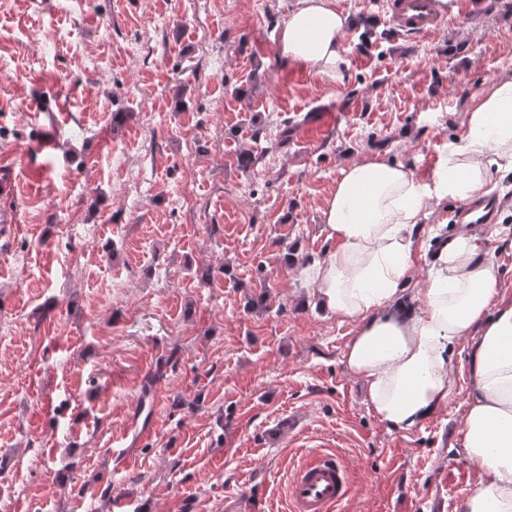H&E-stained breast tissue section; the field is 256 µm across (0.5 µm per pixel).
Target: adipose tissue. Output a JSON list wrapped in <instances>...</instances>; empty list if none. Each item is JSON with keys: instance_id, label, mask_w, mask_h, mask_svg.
Segmentation results:
<instances>
[{"instance_id": "ef3b65f1", "label": "adipose tissue", "mask_w": 512, "mask_h": 512, "mask_svg": "<svg viewBox=\"0 0 512 512\" xmlns=\"http://www.w3.org/2000/svg\"><path fill=\"white\" fill-rule=\"evenodd\" d=\"M350 25L335 0H297L280 53L343 81L342 37ZM504 171H512V78L469 107L463 140L449 144L432 183L377 156L344 169L322 208L334 247L299 271L321 308L357 322L346 365L392 428L420 427L447 405L454 344L468 340L473 388L462 442L482 479L462 512H512V302L495 303L497 267L478 236L463 230L435 256L425 288L409 297L404 285L429 202L481 199L492 191L493 174Z\"/></svg>"}]
</instances>
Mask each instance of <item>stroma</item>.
Masks as SVG:
<instances>
[{
	"label": "stroma",
	"mask_w": 512,
	"mask_h": 512,
	"mask_svg": "<svg viewBox=\"0 0 512 512\" xmlns=\"http://www.w3.org/2000/svg\"><path fill=\"white\" fill-rule=\"evenodd\" d=\"M479 2L418 39L376 0H337L355 19L339 84L281 58L295 0H0V158L19 179L0 186V512H113L107 485L125 512H286L319 451L351 474L336 512H462L481 479L465 361L444 408L390 428L345 363L356 322L298 273L332 247L321 209L343 168L376 154L429 182L472 100L512 78V10ZM201 12L222 69L198 52ZM367 16L390 38L360 46ZM314 112L336 122L303 138ZM495 181L512 301V173ZM143 415L146 439L126 431Z\"/></svg>",
	"instance_id": "stroma-1"
}]
</instances>
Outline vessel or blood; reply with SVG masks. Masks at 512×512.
Returning a JSON list of instances; mask_svg holds the SVG:
<instances>
[{"label": "vessel or blood", "instance_id": "b4317fda", "mask_svg": "<svg viewBox=\"0 0 512 512\" xmlns=\"http://www.w3.org/2000/svg\"><path fill=\"white\" fill-rule=\"evenodd\" d=\"M384 11L396 29L412 37L435 32L443 22L438 0H383ZM500 210L498 200L453 209L448 221L460 224L495 223ZM349 474L334 455L319 453L301 462L286 488L288 512H334L347 496Z\"/></svg>", "mask_w": 512, "mask_h": 512}]
</instances>
